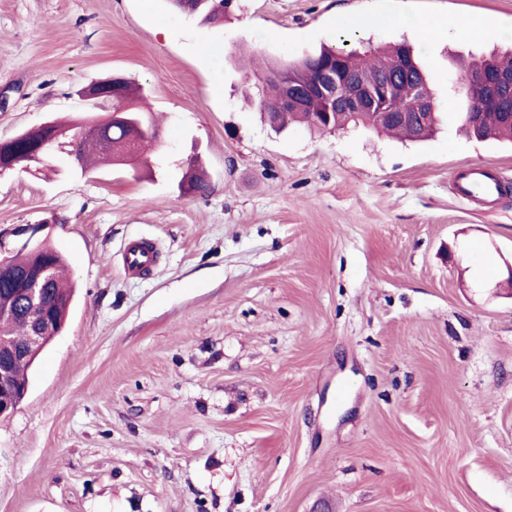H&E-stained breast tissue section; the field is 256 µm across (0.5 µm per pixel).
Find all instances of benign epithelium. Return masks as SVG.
I'll use <instances>...</instances> for the list:
<instances>
[{
    "mask_svg": "<svg viewBox=\"0 0 512 512\" xmlns=\"http://www.w3.org/2000/svg\"><path fill=\"white\" fill-rule=\"evenodd\" d=\"M405 52H400L395 69L375 87L367 86L341 66V59L323 64L317 68L318 78L314 86L306 87L296 81L283 84L280 97L274 109L303 106L320 109L327 122L338 112H349L354 117L370 114L381 122L409 124L431 129L437 105L432 98L419 93L418 80L410 76ZM460 78L473 81L487 89L488 101L499 107L505 121L512 124V74L502 73L494 68H462ZM402 98L407 108L398 111L392 107L394 100ZM136 105L127 106L129 112L109 113L104 120H88L80 129L69 136L68 141L51 140L24 154L19 163L21 170L42 173L52 169L49 158L58 151H68L82 141H94L105 151L112 150L111 141L104 131L112 122H142L141 114L132 112ZM49 268L37 266L27 271L18 282L23 288L19 293L28 305L27 322L29 336L26 343L17 345L0 340V418L15 413L28 392V386H14L11 381V365L19 357L31 359L45 347V336L50 333L47 307L44 303L45 288L49 287Z\"/></svg>",
    "mask_w": 512,
    "mask_h": 512,
    "instance_id": "benign-epithelium-1",
    "label": "benign epithelium"
}]
</instances>
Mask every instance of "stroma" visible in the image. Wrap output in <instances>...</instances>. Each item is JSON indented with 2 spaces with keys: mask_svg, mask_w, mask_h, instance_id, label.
Segmentation results:
<instances>
[{
  "mask_svg": "<svg viewBox=\"0 0 512 512\" xmlns=\"http://www.w3.org/2000/svg\"><path fill=\"white\" fill-rule=\"evenodd\" d=\"M357 16L392 22L343 36ZM429 16L483 32L430 40ZM403 40L427 140L262 121L246 56ZM510 48L512 0H237L218 29L167 0H0V140L105 117L82 91L110 75L161 136L151 172H0V252L40 225L75 286L0 420V512H512V143L460 133L457 66ZM194 157L204 195L179 187ZM478 167L510 188L493 205L454 190ZM154 246L146 241L134 240L126 245L122 254L125 271L130 275H140L150 270L156 263Z\"/></svg>",
  "mask_w": 512,
  "mask_h": 512,
  "instance_id": "stroma-1",
  "label": "stroma"
}]
</instances>
